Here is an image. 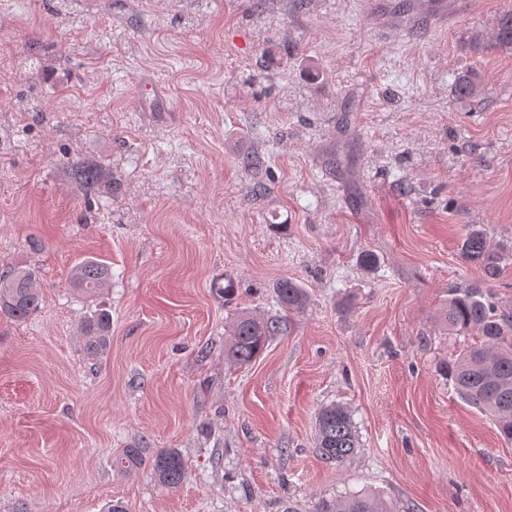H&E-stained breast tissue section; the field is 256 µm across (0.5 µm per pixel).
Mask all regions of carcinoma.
Segmentation results:
<instances>
[{
  "mask_svg": "<svg viewBox=\"0 0 512 512\" xmlns=\"http://www.w3.org/2000/svg\"><path fill=\"white\" fill-rule=\"evenodd\" d=\"M492 47L512 50V9L501 12L493 36ZM460 99L478 94L475 80L463 77L454 87ZM72 176L84 195L110 194L115 186L112 172L102 164L73 163ZM461 253L465 262L481 267L485 277L479 284L456 288L448 304L438 313L437 322L455 336L477 331L480 345L466 350L448 365L447 376L460 398L491 416L500 434L512 440V309H502L490 300L488 287L501 271L512 264V254L493 248L484 233L474 224L464 225ZM108 266L86 258L71 270V283L85 295H93L109 281ZM277 295L284 314L273 317L239 315L229 331L230 340L224 346V357L237 365H248L266 348L273 336L287 330L292 317L306 310L308 291L297 283L283 279L277 285ZM40 294L34 277L25 270L0 273V314L19 321L26 319L40 305ZM81 335L88 357L104 356L110 348L111 317L98 313L87 318ZM316 445L321 458L342 463L359 447L358 435L349 412L341 405L331 404L320 409L316 420ZM148 464L152 475L167 487L179 486L187 475L183 456L174 448H165L149 455L144 448H125L116 457L114 467L129 473ZM315 512H389L385 503L369 492H353L332 499H322Z\"/></svg>",
  "mask_w": 512,
  "mask_h": 512,
  "instance_id": "1",
  "label": "carcinoma"
}]
</instances>
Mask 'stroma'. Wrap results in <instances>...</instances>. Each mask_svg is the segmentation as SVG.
Here are the masks:
<instances>
[{"mask_svg":"<svg viewBox=\"0 0 512 512\" xmlns=\"http://www.w3.org/2000/svg\"><path fill=\"white\" fill-rule=\"evenodd\" d=\"M412 2L0 0V270L33 269L43 298L0 317V512H314L349 491L512 512V441L446 375L478 337L435 323L483 278L464 225L512 247V51L471 48L512 0L375 28ZM147 73L170 111H138ZM76 159L110 164L114 196L83 199ZM88 257L111 271L91 298L69 282ZM285 278L309 308L229 363V325L273 314ZM333 402L360 441L340 465L315 446ZM130 447L178 449L187 479L115 472ZM81 335L86 355L92 359L103 357L112 339L110 315L98 313L87 318L81 327Z\"/></svg>","mask_w":512,"mask_h":512,"instance_id":"obj_1","label":"stroma"}]
</instances>
